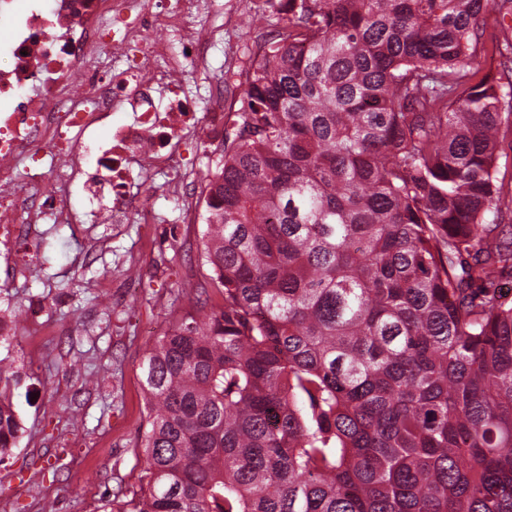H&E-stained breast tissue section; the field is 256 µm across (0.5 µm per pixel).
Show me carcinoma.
Here are the masks:
<instances>
[{"mask_svg":"<svg viewBox=\"0 0 512 512\" xmlns=\"http://www.w3.org/2000/svg\"><path fill=\"white\" fill-rule=\"evenodd\" d=\"M495 6L276 10L205 177L223 304L146 356L116 512H512V83L470 84ZM21 432L0 390V461ZM499 181L503 184L504 192L512 190V132H507L498 146Z\"/></svg>","mask_w":512,"mask_h":512,"instance_id":"1","label":"carcinoma"}]
</instances>
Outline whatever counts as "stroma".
I'll return each instance as SVG.
<instances>
[{"label": "stroma", "mask_w": 512, "mask_h": 512, "mask_svg": "<svg viewBox=\"0 0 512 512\" xmlns=\"http://www.w3.org/2000/svg\"><path fill=\"white\" fill-rule=\"evenodd\" d=\"M253 0H212L203 24L223 27L209 62L225 83L253 60L257 28L237 24ZM157 188L149 224H40L30 276L0 270V310L20 321L9 395L25 426L0 462V512H110L140 486L147 426L142 362L209 290L199 253L203 225Z\"/></svg>", "instance_id": "obj_1"}]
</instances>
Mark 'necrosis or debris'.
<instances>
[{"instance_id":"obj_1","label":"necrosis or debris","mask_w":512,"mask_h":512,"mask_svg":"<svg viewBox=\"0 0 512 512\" xmlns=\"http://www.w3.org/2000/svg\"><path fill=\"white\" fill-rule=\"evenodd\" d=\"M202 3L54 0L45 9L0 0V28L10 33L0 44V254L14 265H27L39 224L150 223L153 168H170L172 190L188 195L197 177L180 147L203 131L223 142L229 94L215 84L199 113L178 89L216 39L192 27ZM119 111L127 120L98 142L99 123ZM77 192L88 210L74 206Z\"/></svg>"}]
</instances>
